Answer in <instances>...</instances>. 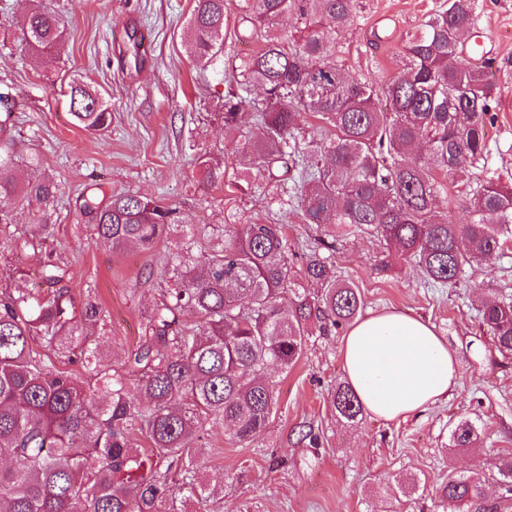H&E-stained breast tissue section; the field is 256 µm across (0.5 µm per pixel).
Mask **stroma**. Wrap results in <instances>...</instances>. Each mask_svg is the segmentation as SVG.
<instances>
[{"label":"stroma","instance_id":"1","mask_svg":"<svg viewBox=\"0 0 512 512\" xmlns=\"http://www.w3.org/2000/svg\"><path fill=\"white\" fill-rule=\"evenodd\" d=\"M46 3L65 35L34 60L21 48L26 0H0V94L14 104L16 148L39 156L59 183L47 208L49 232L25 212L0 224V274L23 271L20 287L44 295L41 262L65 264L75 303L92 295L106 312L100 342L111 368L124 373L160 298L146 280L183 230L281 224L298 253L314 239L334 236L337 272L359 289L362 317L396 311L428 321L456 356L459 385L422 413L386 421L367 412L346 426L330 402L345 380V331L313 334L294 367L272 370L277 406L261 436L241 442L210 425L202 432L204 477L223 485V512H441L437 491L452 474L482 487L463 512H512V491L496 480L500 461L512 456V356L498 351L478 315L488 289L512 294V249L474 258L455 286L428 288L416 267L374 238H342L335 225L305 223L300 209L273 203L266 188L240 191V142L225 136L222 119L229 81L195 64L182 40L193 0ZM439 4L355 0L350 27L336 37L337 59L353 78L385 87L403 66L404 36ZM475 27L499 106L483 158L436 174L440 203L454 224L469 220L467 192L490 179L512 184V0H476ZM75 79L91 83L107 102L112 125L106 132L91 134L74 120L67 88ZM204 158L223 167V182H204ZM96 184L164 201L181 224L155 250L112 252L90 235L79 213L82 193ZM9 234L36 243L37 251L6 246ZM461 421L477 427L480 448L449 447L448 431ZM306 425L319 432L321 447L298 443Z\"/></svg>","mask_w":512,"mask_h":512}]
</instances>
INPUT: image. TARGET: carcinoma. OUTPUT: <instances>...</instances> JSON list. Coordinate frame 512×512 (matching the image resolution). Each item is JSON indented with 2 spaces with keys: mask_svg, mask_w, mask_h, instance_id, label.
I'll return each mask as SVG.
<instances>
[{
  "mask_svg": "<svg viewBox=\"0 0 512 512\" xmlns=\"http://www.w3.org/2000/svg\"><path fill=\"white\" fill-rule=\"evenodd\" d=\"M238 37L261 44L232 65L233 82L262 98L224 94V133H240L245 110L261 135L245 139L250 159L240 186L291 184L307 224H334L343 235L361 232L413 262L430 286L456 284L478 255L512 242V186L483 183L466 201L469 221L451 224L439 211L440 185L432 166L462 169L483 158L485 129L498 99L488 62L461 65L463 37L474 24V0H444L404 44L407 62L378 94L350 79L336 60V33L350 24L353 0H238ZM288 14L297 26L277 29ZM24 48L43 56L64 36L56 14L32 2L22 28ZM186 45L199 64L224 67V0H194ZM74 120L104 132L112 112L97 91L70 85ZM13 103L0 101V223L16 205L38 210L58 189L40 172L37 156L15 148ZM323 122L314 129L306 116ZM86 227L114 252L154 250L177 210L129 193L80 197ZM313 247L303 267L289 262L281 224L224 225L211 252L191 244L166 256L168 288L146 315L144 342L131 361L139 373L132 393L126 377L109 371L89 329L103 321L91 295L76 310L66 269L48 260L41 277L55 286L39 297L26 288L0 289V512H210L223 487L201 472L195 439L221 424L240 441L266 429L277 405L271 364L287 370L302 357L312 322L340 328L356 319L363 301L355 285L336 275V263ZM315 285L311 292L307 285ZM481 320L497 349L512 354V299L491 291ZM79 359L82 379L62 371L31 344ZM336 416L354 423L364 407L343 383L332 395ZM138 434L148 443L134 447ZM480 434L468 421L449 434L450 447L475 448ZM480 496L477 482L450 475L441 503L464 506Z\"/></svg>",
  "mask_w": 512,
  "mask_h": 512,
  "instance_id": "carcinoma-1",
  "label": "carcinoma"
}]
</instances>
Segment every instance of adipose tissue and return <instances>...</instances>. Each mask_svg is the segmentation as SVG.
<instances>
[{
    "label": "adipose tissue",
    "instance_id": "adipose-tissue-1",
    "mask_svg": "<svg viewBox=\"0 0 512 512\" xmlns=\"http://www.w3.org/2000/svg\"><path fill=\"white\" fill-rule=\"evenodd\" d=\"M340 357L364 408L385 420L423 410L458 384L447 342L428 322L397 312L356 321L343 338Z\"/></svg>",
    "mask_w": 512,
    "mask_h": 512
}]
</instances>
